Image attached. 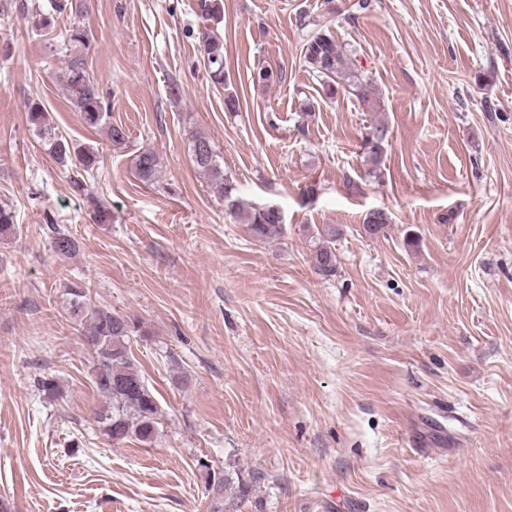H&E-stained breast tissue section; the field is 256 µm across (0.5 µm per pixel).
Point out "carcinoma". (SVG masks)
Here are the masks:
<instances>
[{
    "label": "carcinoma",
    "instance_id": "1",
    "mask_svg": "<svg viewBox=\"0 0 512 512\" xmlns=\"http://www.w3.org/2000/svg\"><path fill=\"white\" fill-rule=\"evenodd\" d=\"M197 8L201 25L196 38L202 48L208 77L213 84L224 87V41L214 28L223 16V0H197ZM86 11L87 6L81 0H51L50 10L31 15V26L37 31L48 32L55 27L57 16L64 13L81 16ZM303 51L304 62L327 96L335 97L342 88L368 111H379L378 90L370 79L351 67L348 53L331 35L314 34L303 46ZM57 79L63 83L70 103L88 127L108 126V137L114 146L126 141L124 128L108 122L109 103L103 89L90 74L84 54L71 56ZM27 122L34 136L48 146V153L56 163L81 168L85 172L94 170L96 152L57 135L49 113L40 103H31ZM387 136L388 127L380 123L372 126L363 139L362 149L376 167L382 163ZM190 149L194 166L215 185L227 211L246 225L254 239L264 241L283 234L285 216L282 209L271 203L245 205L237 195L233 179L224 174L223 156L208 137L200 133L193 135ZM134 169L140 181L155 184L157 155L152 151L140 153L135 158ZM390 223L387 212L371 211L365 217L363 230L369 236H378ZM48 229L50 245L55 252L70 255L76 251L77 240L67 229L54 223L48 224ZM338 235L339 230L331 224L323 225L315 234L312 261L324 276L336 272ZM63 297L67 317L92 354L93 384L104 400V406L94 412L100 432L114 444L123 441L153 444L159 436L160 403L130 350L131 337H146L150 332L139 319L95 304L89 288L81 282L65 284ZM251 490V482L240 476L235 478L227 471L210 477L209 512H237V505L249 498Z\"/></svg>",
    "mask_w": 512,
    "mask_h": 512
}]
</instances>
